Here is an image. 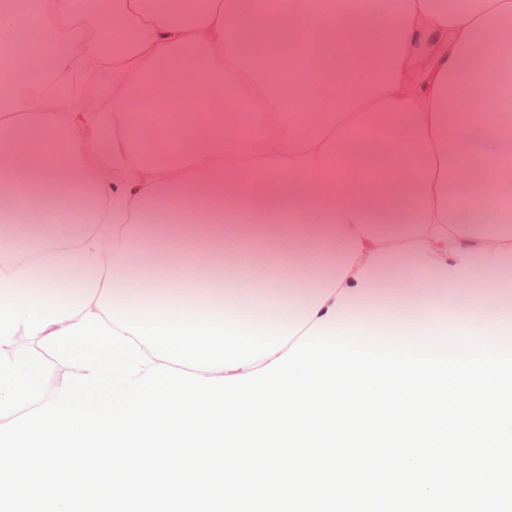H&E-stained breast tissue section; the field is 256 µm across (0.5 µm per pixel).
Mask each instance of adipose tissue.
<instances>
[{
  "label": "adipose tissue",
  "mask_w": 512,
  "mask_h": 512,
  "mask_svg": "<svg viewBox=\"0 0 512 512\" xmlns=\"http://www.w3.org/2000/svg\"><path fill=\"white\" fill-rule=\"evenodd\" d=\"M117 21L106 47L94 31ZM366 43L383 80L361 77ZM102 70L95 108L48 99ZM339 77L340 110L290 107ZM228 81L261 104L242 133ZM0 198L4 423L54 397L17 336L87 313L206 378L309 331L512 347V0H0ZM397 281L416 318L396 315Z\"/></svg>",
  "instance_id": "1"
}]
</instances>
